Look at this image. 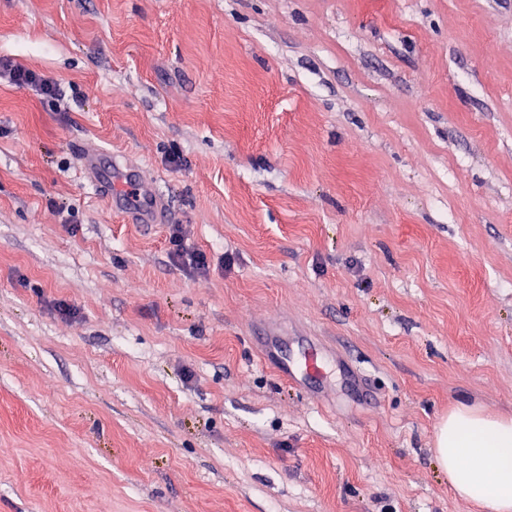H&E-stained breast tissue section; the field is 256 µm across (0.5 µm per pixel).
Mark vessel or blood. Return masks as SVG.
I'll return each mask as SVG.
<instances>
[{
  "mask_svg": "<svg viewBox=\"0 0 512 512\" xmlns=\"http://www.w3.org/2000/svg\"><path fill=\"white\" fill-rule=\"evenodd\" d=\"M78 160L95 194L107 198L112 207L134 224H162L169 217L165 195L152 182L144 180L136 165L94 149H81ZM328 363L318 344H305L294 356H281L279 369L295 380L301 376H319Z\"/></svg>",
  "mask_w": 512,
  "mask_h": 512,
  "instance_id": "vessel-or-blood-1",
  "label": "vessel or blood"
}]
</instances>
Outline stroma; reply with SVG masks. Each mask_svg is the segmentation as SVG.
<instances>
[{
    "instance_id": "1",
    "label": "stroma",
    "mask_w": 512,
    "mask_h": 512,
    "mask_svg": "<svg viewBox=\"0 0 512 512\" xmlns=\"http://www.w3.org/2000/svg\"><path fill=\"white\" fill-rule=\"evenodd\" d=\"M0 59L67 94L0 82V512H477L432 448L512 418V0H0ZM78 160L95 194L107 198L131 223L164 224L168 220L167 198L141 177L136 165L94 148H82ZM170 242L173 245L171 258L196 272H204L209 267L208 258L205 254L190 250L183 245L179 227L172 228ZM302 347L303 349L292 357L282 354L278 362L282 374L294 381L299 380V375L320 376L328 368L322 348L318 344L306 342Z\"/></svg>"
}]
</instances>
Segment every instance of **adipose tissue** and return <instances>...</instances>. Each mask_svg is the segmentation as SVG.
Masks as SVG:
<instances>
[{"label":"adipose tissue","instance_id":"1","mask_svg":"<svg viewBox=\"0 0 512 512\" xmlns=\"http://www.w3.org/2000/svg\"><path fill=\"white\" fill-rule=\"evenodd\" d=\"M435 457L461 499L512 512V420L458 405L437 426Z\"/></svg>","mask_w":512,"mask_h":512}]
</instances>
